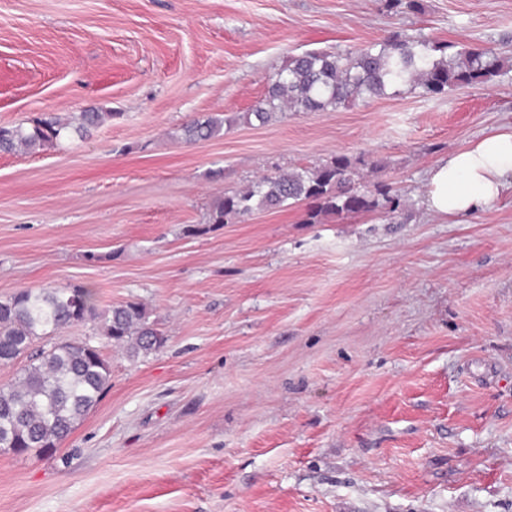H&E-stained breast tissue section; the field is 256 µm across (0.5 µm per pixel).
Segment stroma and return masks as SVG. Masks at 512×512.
<instances>
[{"label": "stroma", "instance_id": "1", "mask_svg": "<svg viewBox=\"0 0 512 512\" xmlns=\"http://www.w3.org/2000/svg\"><path fill=\"white\" fill-rule=\"evenodd\" d=\"M0 0V300L82 285L145 305L136 359L86 322L112 385L53 455L0 452V512H512V190L456 220L432 166L512 128V68L259 123L306 51L396 32L512 61V0ZM110 118L87 134L81 113ZM217 137L182 142L191 119ZM352 163L402 210L306 221L308 202L209 221L256 176ZM224 120L217 116L197 118L183 127V138L186 143L211 139L223 130ZM67 123L59 119L36 121L31 129L16 127L0 129V151L14 152L18 149L34 151L53 144L61 132L67 128Z\"/></svg>", "mask_w": 512, "mask_h": 512}]
</instances>
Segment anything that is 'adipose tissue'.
I'll return each instance as SVG.
<instances>
[{
	"label": "adipose tissue",
	"mask_w": 512,
	"mask_h": 512,
	"mask_svg": "<svg viewBox=\"0 0 512 512\" xmlns=\"http://www.w3.org/2000/svg\"><path fill=\"white\" fill-rule=\"evenodd\" d=\"M512 189V128L493 131L438 161L429 171L427 212L455 218L495 202Z\"/></svg>",
	"instance_id": "1"
}]
</instances>
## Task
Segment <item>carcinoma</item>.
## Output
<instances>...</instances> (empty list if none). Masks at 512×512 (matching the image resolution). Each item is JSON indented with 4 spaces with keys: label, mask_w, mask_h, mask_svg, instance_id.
Listing matches in <instances>:
<instances>
[{
    "label": "carcinoma",
    "mask_w": 512,
    "mask_h": 512,
    "mask_svg": "<svg viewBox=\"0 0 512 512\" xmlns=\"http://www.w3.org/2000/svg\"><path fill=\"white\" fill-rule=\"evenodd\" d=\"M504 67L500 55L483 47L454 49L421 35L395 33L355 52L312 51L294 56L270 78L264 98L251 115L264 123L277 112H325L342 104L382 97L406 86L424 98H438L452 87L485 84ZM224 119L197 118L183 127L187 143L211 139ZM67 128L58 119L32 128L0 129V151H34L52 144ZM344 157L314 168L264 176L242 191L224 196L212 210L211 224L305 200L313 203L308 223L323 215L369 211L378 202L352 186ZM98 322L109 341L126 344L135 358L158 351L166 337L146 320L142 305L128 302L100 308L85 287L22 290L0 300V363L21 356L29 364L12 383L0 385V450L24 454L51 451L85 419L111 387L112 370L99 347L84 340L34 348L57 331Z\"/></svg>",
    "instance_id": "cac0c4a2"
}]
</instances>
